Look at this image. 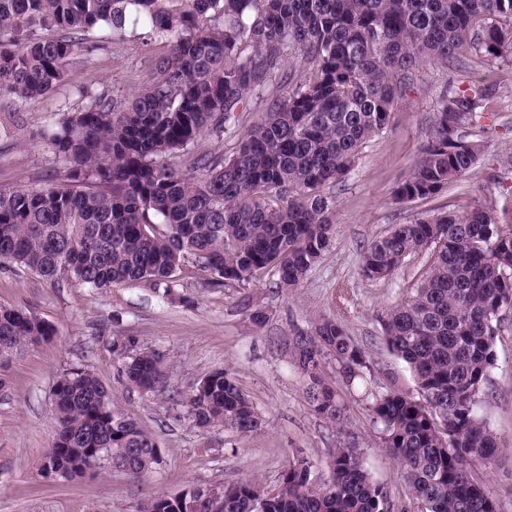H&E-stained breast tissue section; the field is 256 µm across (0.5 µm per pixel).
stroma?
<instances>
[{"label": "stroma", "mask_w": 512, "mask_h": 512, "mask_svg": "<svg viewBox=\"0 0 512 512\" xmlns=\"http://www.w3.org/2000/svg\"><path fill=\"white\" fill-rule=\"evenodd\" d=\"M162 52L161 45L136 40L95 50L88 67L71 69L53 94L16 114L0 112V188H38L57 180L61 164L44 132L58 109L82 108L81 85L117 94L133 91L148 79L143 56ZM445 79L454 86L475 83L488 89L484 110L469 129L480 147L479 161L435 198L396 202V186L410 174L432 133L436 88ZM335 195L333 245L289 293L266 276L241 287H206L192 262L177 271L168 288L133 283L57 287L0 267V307L33 313L56 329L52 340L15 355L0 370L5 380L0 388V512H134L144 498L189 485L255 477L273 487L299 449L313 462L315 474H324L325 458L341 435L309 410L288 341L307 330L311 318H342L372 361L375 384L384 388L395 378L405 392L415 393L407 366L381 342V319L406 296L428 258H409L391 278L372 281L361 272L362 254L391 225L437 210L482 206L497 214L512 209V66L473 56L445 73L433 65L421 67L391 126L362 149ZM256 309L266 316L259 326L249 319ZM115 336H133L163 351L173 388L183 395L212 371L228 370L265 419V430L250 438L221 425L202 431L183 406L127 387L109 345ZM495 351L478 412L497 434L502 452L476 472L499 512H512V309L501 316ZM80 364L89 366L123 411L159 439L162 462L148 477L114 471L71 481L42 470V456L55 434L56 377ZM348 407L351 439L361 448L365 467L394 499L404 500L399 466L378 448L364 404L352 399Z\"/></svg>", "instance_id": "1"}]
</instances>
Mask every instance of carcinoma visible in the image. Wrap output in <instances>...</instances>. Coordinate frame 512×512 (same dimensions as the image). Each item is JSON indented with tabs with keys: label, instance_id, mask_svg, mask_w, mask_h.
<instances>
[{
	"label": "carcinoma",
	"instance_id": "cac0c4a2",
	"mask_svg": "<svg viewBox=\"0 0 512 512\" xmlns=\"http://www.w3.org/2000/svg\"><path fill=\"white\" fill-rule=\"evenodd\" d=\"M482 14L512 17V0H0V101L16 108L62 85L93 50L92 35L166 48L145 57L142 88L83 86L86 105L60 112L50 137L58 183L0 189V263L92 289L157 286L190 260L211 287L259 273L285 291L300 286L336 236V186L389 128L417 68L446 69L475 46L489 61L508 58L512 29L489 25L472 45ZM486 97L475 84L441 91L433 134L397 201L434 197L474 168L479 148L467 128ZM257 110L260 121L231 153L199 148L204 135L234 137ZM425 252L429 267L382 319L383 344L407 365L419 397L375 388L365 351L335 317L319 316L292 338L293 360L309 410L340 429L348 405L326 382L327 360L359 391L378 446L422 512H498L473 467L499 451L477 408L501 313L512 308V222L474 207L395 224L365 249L363 275L385 279ZM54 335L38 316L0 307V366ZM111 346L127 385L171 396L161 352L132 336ZM53 397L45 473L77 480L115 468L142 477L160 465L158 439L90 369L62 372ZM184 407L200 429L224 425L246 438L264 428L227 370L196 383ZM313 467L298 451L273 490L256 478L223 483L217 505L202 512H407L350 442L329 454L325 477ZM201 491L153 495L135 512H188Z\"/></svg>",
	"mask_w": 512,
	"mask_h": 512
}]
</instances>
